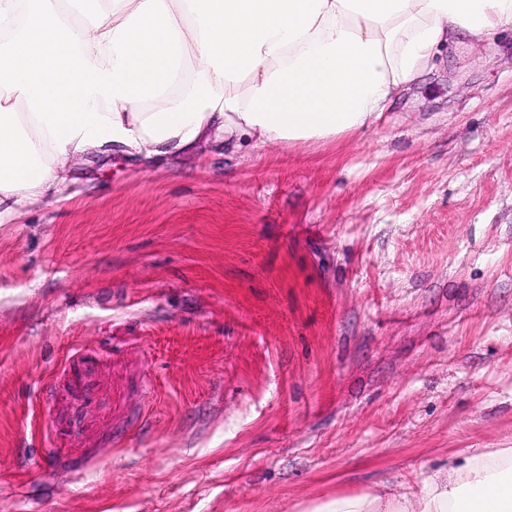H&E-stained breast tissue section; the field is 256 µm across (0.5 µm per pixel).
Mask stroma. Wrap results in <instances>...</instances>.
Instances as JSON below:
<instances>
[{
    "instance_id": "obj_1",
    "label": "stroma",
    "mask_w": 512,
    "mask_h": 512,
    "mask_svg": "<svg viewBox=\"0 0 512 512\" xmlns=\"http://www.w3.org/2000/svg\"><path fill=\"white\" fill-rule=\"evenodd\" d=\"M69 193L0 223V512H312L512 448V48Z\"/></svg>"
}]
</instances>
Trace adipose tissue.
Segmentation results:
<instances>
[{"instance_id": "obj_1", "label": "adipose tissue", "mask_w": 512, "mask_h": 512, "mask_svg": "<svg viewBox=\"0 0 512 512\" xmlns=\"http://www.w3.org/2000/svg\"><path fill=\"white\" fill-rule=\"evenodd\" d=\"M510 30L512 0H0V218L62 195L91 152L352 133L448 44ZM313 512H512V448Z\"/></svg>"}]
</instances>
